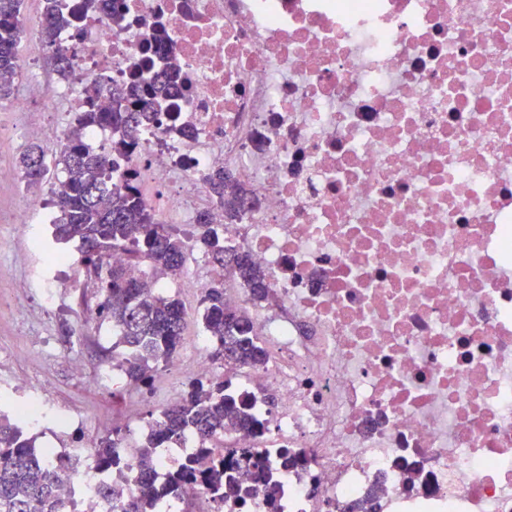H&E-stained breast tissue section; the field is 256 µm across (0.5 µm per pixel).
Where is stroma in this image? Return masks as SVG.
<instances>
[{
  "mask_svg": "<svg viewBox=\"0 0 512 512\" xmlns=\"http://www.w3.org/2000/svg\"><path fill=\"white\" fill-rule=\"evenodd\" d=\"M22 192V184H0V409L18 405L30 390L73 416L75 426L61 429L46 422L33 433L38 445L55 444L83 472L92 463L93 442L111 433L114 420H121L132 435L143 436L153 415L163 409L167 392L187 390L195 357L192 341L202 333L200 297L172 284L163 288L187 312L174 365L159 369L146 387L102 382L101 354L112 345V327L83 319L77 307L84 299L97 303L96 288L87 277L71 279L67 265L38 266L30 235L10 221ZM46 277L59 284L49 304L41 288ZM21 378L27 384L23 390L17 386Z\"/></svg>",
  "mask_w": 512,
  "mask_h": 512,
  "instance_id": "obj_1",
  "label": "stroma"
}]
</instances>
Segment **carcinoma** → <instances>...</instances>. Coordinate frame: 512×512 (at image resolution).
I'll return each mask as SVG.
<instances>
[{
    "instance_id": "obj_1",
    "label": "carcinoma",
    "mask_w": 512,
    "mask_h": 512,
    "mask_svg": "<svg viewBox=\"0 0 512 512\" xmlns=\"http://www.w3.org/2000/svg\"><path fill=\"white\" fill-rule=\"evenodd\" d=\"M25 0H0V100L17 89V47L25 34ZM60 0H43V23L39 41L53 71L67 77L74 54L57 45L56 37L65 28L79 29L83 16L102 7L105 0H79L63 10ZM179 76L161 70L149 83L132 81L125 86L104 87L111 109L102 111L96 101L77 113L65 134L55 164L63 176L52 184V223L57 242H80L81 264L99 288L98 318L112 323V350L107 361L124 371L129 383H145L152 373L168 365L182 345L186 311L181 301L161 292L143 290L133 270L144 265L156 274L177 277L186 260L187 242L171 224L156 221L143 202L137 172L128 170L112 178V155L125 156L138 143L140 129L158 122L159 107L177 91ZM94 126L119 132L111 152L101 155L85 141L84 132ZM18 164L26 184L42 183L49 169L45 151L29 145ZM224 171L216 170L205 182L224 217L233 220L246 204L244 192L224 193ZM193 239L198 250L218 274L205 289L198 311L204 334L215 344L214 358L240 367L265 364L267 350L253 335L251 312L246 307L224 304V270L235 274L246 289L251 304L267 298L268 286L249 256L224 247V225L212 222L210 214H200ZM121 252L126 261L114 264L112 253ZM226 429L262 432V424L249 411L247 397L228 381L201 379L191 385L174 405L154 420L150 432L136 443V468L132 481L136 491L118 494L116 487L100 485L97 496L115 502L120 512H159L166 501L183 500L188 485L199 484L222 500L248 493L237 480L243 470L275 498L277 481L263 459L251 448H226L213 456L209 441ZM193 434L201 448L182 463L163 484L156 480L157 449L175 448L185 435ZM37 437L23 431L18 423L0 414V512H74L75 503L58 492L59 466L50 460L46 448L36 446ZM125 441L121 429L94 444L97 465L110 472L120 464L118 448Z\"/></svg>"
}]
</instances>
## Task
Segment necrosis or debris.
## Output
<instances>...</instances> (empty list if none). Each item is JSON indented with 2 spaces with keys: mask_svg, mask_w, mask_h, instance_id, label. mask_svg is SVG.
Masks as SVG:
<instances>
[{
  "mask_svg": "<svg viewBox=\"0 0 512 512\" xmlns=\"http://www.w3.org/2000/svg\"><path fill=\"white\" fill-rule=\"evenodd\" d=\"M176 121L136 169L163 224L212 211L263 271L253 369L268 503L189 486L193 512H512V0H122L81 22L74 72L5 108L82 111L124 84L156 24ZM247 194L233 223L204 174ZM301 455L284 465V453Z\"/></svg>",
  "mask_w": 512,
  "mask_h": 512,
  "instance_id": "1",
  "label": "necrosis or debris"
}]
</instances>
